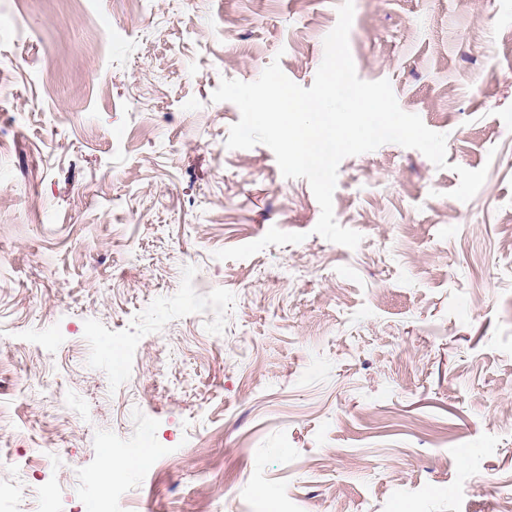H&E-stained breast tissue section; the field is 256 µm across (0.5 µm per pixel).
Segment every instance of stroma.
Wrapping results in <instances>:
<instances>
[{
	"label": "stroma",
	"mask_w": 512,
	"mask_h": 512,
	"mask_svg": "<svg viewBox=\"0 0 512 512\" xmlns=\"http://www.w3.org/2000/svg\"><path fill=\"white\" fill-rule=\"evenodd\" d=\"M341 2L0 0V512H497L512 0H354L359 78L447 136L341 161L354 249L212 99L311 87ZM107 446L155 451L112 498Z\"/></svg>",
	"instance_id": "35a3bbf8"
}]
</instances>
